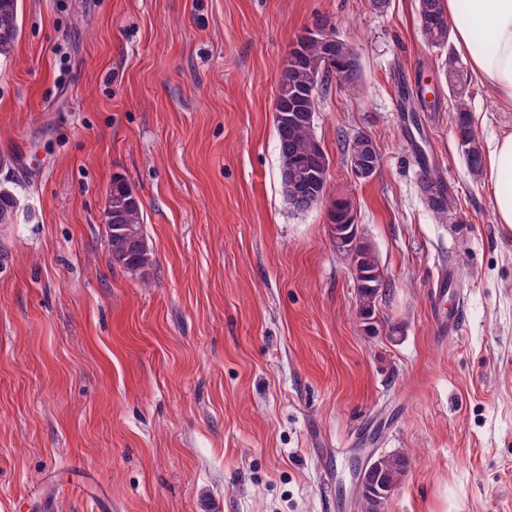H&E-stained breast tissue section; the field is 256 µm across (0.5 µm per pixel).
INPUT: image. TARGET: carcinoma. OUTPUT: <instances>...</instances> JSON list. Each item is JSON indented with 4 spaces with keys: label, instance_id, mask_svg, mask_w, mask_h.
Returning a JSON list of instances; mask_svg holds the SVG:
<instances>
[{
    "label": "carcinoma",
    "instance_id": "obj_1",
    "mask_svg": "<svg viewBox=\"0 0 512 512\" xmlns=\"http://www.w3.org/2000/svg\"><path fill=\"white\" fill-rule=\"evenodd\" d=\"M20 0H0V57H8L19 34ZM418 26L425 44L444 55L441 69L448 80L451 108L454 112V135L457 140L469 174L479 179L484 173L483 148L473 127L471 111L461 87L460 69L455 53L449 48L450 25L445 16L443 0H417ZM341 56L342 65L349 70L342 85L354 92L360 91L357 59L353 48ZM323 49L310 41L301 50L288 53V67L283 69L278 86L276 108L290 107V91L294 88H309L316 70L323 62ZM330 77H325L319 87L305 94L298 102L301 112H316L317 99L328 89ZM277 145L281 168L292 169L299 161L307 160L316 173L329 167V157L311 150L316 141L313 125L294 124L283 120L275 121ZM421 195L436 221L448 223L453 212V202L437 189L428 178L421 181ZM112 214L114 228L106 229L109 260L112 266L148 282V271L155 263V257L143 228V203L127 179L116 174L112 177V194L107 201ZM359 267L363 272L379 269V263L372 246L360 245ZM360 303V313L372 312L380 296L387 290V283L374 279L354 277ZM408 461L398 454L380 457L369 492L377 494L386 489L397 488L406 476Z\"/></svg>",
    "mask_w": 512,
    "mask_h": 512
}]
</instances>
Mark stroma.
Masks as SVG:
<instances>
[{"label":"stroma","mask_w":512,"mask_h":512,"mask_svg":"<svg viewBox=\"0 0 512 512\" xmlns=\"http://www.w3.org/2000/svg\"><path fill=\"white\" fill-rule=\"evenodd\" d=\"M324 16L362 90L332 82L325 199L279 177L282 62ZM417 0H20L0 58V512H361L351 467L399 453L380 512H512V232L453 133ZM480 141L497 101L464 73ZM380 168L355 179L345 140ZM457 205L437 223L420 158ZM144 204L148 282L109 262L114 173ZM350 199L389 286L359 315L328 210ZM464 303L447 333L434 319Z\"/></svg>","instance_id":"35a3bbf8"}]
</instances>
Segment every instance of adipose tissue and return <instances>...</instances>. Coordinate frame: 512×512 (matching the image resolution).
<instances>
[{
	"mask_svg": "<svg viewBox=\"0 0 512 512\" xmlns=\"http://www.w3.org/2000/svg\"><path fill=\"white\" fill-rule=\"evenodd\" d=\"M456 47L474 79L512 112V0H444ZM494 220L512 232V131L485 148Z\"/></svg>",
	"mask_w": 512,
	"mask_h": 512,
	"instance_id": "obj_1",
	"label": "adipose tissue"
}]
</instances>
